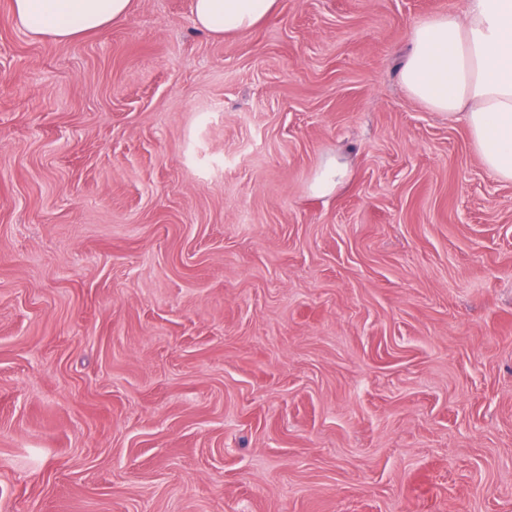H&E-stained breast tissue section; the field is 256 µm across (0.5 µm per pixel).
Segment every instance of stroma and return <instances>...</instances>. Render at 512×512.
I'll use <instances>...</instances> for the list:
<instances>
[{"label":"stroma","instance_id":"35a3bbf8","mask_svg":"<svg viewBox=\"0 0 512 512\" xmlns=\"http://www.w3.org/2000/svg\"><path fill=\"white\" fill-rule=\"evenodd\" d=\"M12 5L0 512H512V182L399 81L465 0ZM132 0H14L17 24L33 36L68 42L124 19ZM277 0H193L195 23L217 37L249 31L268 18ZM347 176V166L337 157L325 160L317 169L310 185L311 193L328 196L334 193Z\"/></svg>","mask_w":512,"mask_h":512}]
</instances>
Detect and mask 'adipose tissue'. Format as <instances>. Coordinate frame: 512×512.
I'll return each instance as SVG.
<instances>
[{"label":"adipose tissue","instance_id":"adipose-tissue-1","mask_svg":"<svg viewBox=\"0 0 512 512\" xmlns=\"http://www.w3.org/2000/svg\"><path fill=\"white\" fill-rule=\"evenodd\" d=\"M277 0H193L196 24L221 37L249 31ZM132 0H14L17 24L68 42L124 19ZM400 70L407 94L433 112L462 117L483 167L512 182V0H466L462 12L420 20Z\"/></svg>","mask_w":512,"mask_h":512}]
</instances>
